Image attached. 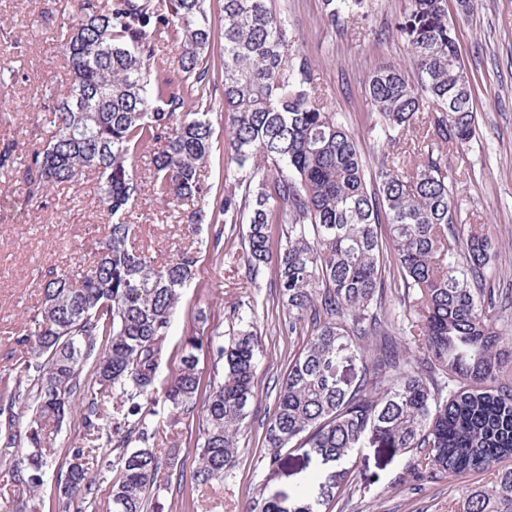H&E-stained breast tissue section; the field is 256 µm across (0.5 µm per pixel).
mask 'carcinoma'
<instances>
[{
    "instance_id": "cac0c4a2",
    "label": "carcinoma",
    "mask_w": 512,
    "mask_h": 512,
    "mask_svg": "<svg viewBox=\"0 0 512 512\" xmlns=\"http://www.w3.org/2000/svg\"><path fill=\"white\" fill-rule=\"evenodd\" d=\"M65 54L70 82L50 90L53 128L17 167L13 145L0 171L21 173L26 196L44 205L88 168L107 218L89 266L50 268L42 307L24 323L30 359L7 396L32 409L27 447L8 435L5 473L38 489L53 467L51 434L74 410L87 445L56 472L58 512H96V485L112 483V512H147L162 465L180 449L153 448L150 428L162 396L190 410L199 391L195 352L207 348L222 370L202 409V442L192 480L222 483L231 472L254 396L261 341L254 309L233 311L228 340L190 336L178 375L159 393L165 341L181 290L194 275L189 250L159 262L133 240L132 205L142 191L194 231L204 205L223 224H244L250 283L275 262L288 335L305 336L262 424L265 459L288 448L333 468L319 492L284 500L258 495L247 512H321L350 482L354 450L369 443L398 456L419 453L418 477L453 479L491 472L462 512H512V383L500 379L503 338L495 327L500 295L490 286L493 242L462 228L453 173L443 151L468 150L476 137L470 77L454 38L447 0H409L396 31L418 71H370L365 91L380 129L397 146L366 176L361 143L313 86L309 59L289 53L288 17L271 0H224L222 109L238 172L212 194L200 168L213 151V34L205 0H77ZM336 28L359 17L364 0H323ZM179 43V70L159 53L162 35ZM411 142L399 147L400 134ZM152 156L149 178L137 172ZM406 305L407 332L426 362L414 364L393 336L388 290ZM94 359V374L84 373ZM360 363L346 382L341 364ZM111 406L104 407V400Z\"/></svg>"
}]
</instances>
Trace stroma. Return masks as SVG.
Returning a JSON list of instances; mask_svg holds the SVG:
<instances>
[{
  "instance_id": "stroma-1",
  "label": "stroma",
  "mask_w": 512,
  "mask_h": 512,
  "mask_svg": "<svg viewBox=\"0 0 512 512\" xmlns=\"http://www.w3.org/2000/svg\"><path fill=\"white\" fill-rule=\"evenodd\" d=\"M363 18L334 30L322 21V0H273L287 14L296 51L312 65V80L327 104L363 143L364 164L378 165L385 143L377 115L364 91L377 64H406L402 40L393 35L408 0H366ZM473 11L456 25L462 59L473 86L477 134L462 154L449 152L456 173L454 198L463 223L483 229L495 244L496 286L512 297V0H472ZM75 0H0V69L15 71V82L0 86V144L16 145L15 161L50 134L43 115L47 88L66 84V29L75 19ZM97 171L86 170L80 184L59 190L53 205L26 201L20 182L0 174V393H8L28 353L18 343L23 319L42 298L40 273L48 268L81 271L104 232L94 191ZM141 226L137 243L159 258H172L186 247L197 257L194 280L174 311L166 339L167 362L160 382L181 366L187 336L216 329L228 331L235 307L254 308L263 346L255 377V396L241 437L236 465L223 483L195 485V448L202 414L160 409L159 447L181 450L183 470L161 471L164 512H244L256 495L288 497L311 478L325 479L329 469L303 451L284 450L278 466L264 459L262 423L272 414L278 383L291 358L306 342L288 335V315L277 306L273 267L264 268L256 286L242 282V230L218 224L205 211L198 243L183 236L176 218L149 193L132 206ZM413 455L397 457L390 449L364 445L354 455L355 470L333 512H457L465 491L485 485L491 476L470 473L455 480L418 479Z\"/></svg>"
}]
</instances>
